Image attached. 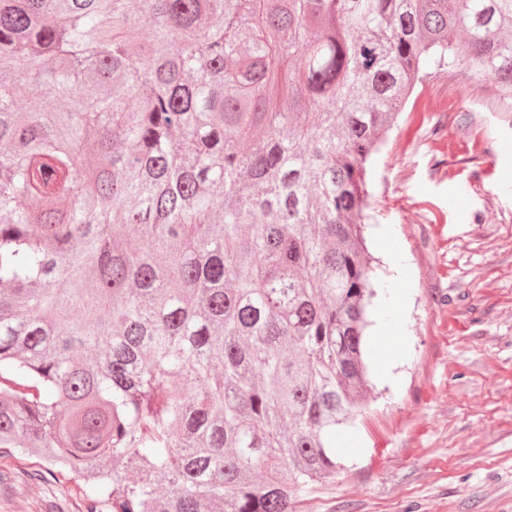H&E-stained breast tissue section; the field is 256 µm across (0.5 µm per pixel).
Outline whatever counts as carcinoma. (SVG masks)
<instances>
[{"label":"carcinoma","mask_w":512,"mask_h":512,"mask_svg":"<svg viewBox=\"0 0 512 512\" xmlns=\"http://www.w3.org/2000/svg\"><path fill=\"white\" fill-rule=\"evenodd\" d=\"M427 66L511 94L512 0H0V456L79 512L335 479L367 163Z\"/></svg>","instance_id":"cac0c4a2"}]
</instances>
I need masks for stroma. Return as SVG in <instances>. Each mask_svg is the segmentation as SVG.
Listing matches in <instances>:
<instances>
[{"label": "stroma", "instance_id": "stroma-1", "mask_svg": "<svg viewBox=\"0 0 512 512\" xmlns=\"http://www.w3.org/2000/svg\"><path fill=\"white\" fill-rule=\"evenodd\" d=\"M368 187L376 283L407 303L367 336L372 392L338 441L343 471L302 487L295 510L512 512V102L494 79L432 72ZM388 250L407 259L400 279ZM57 499L77 512L67 483L0 492V512Z\"/></svg>", "mask_w": 512, "mask_h": 512}]
</instances>
